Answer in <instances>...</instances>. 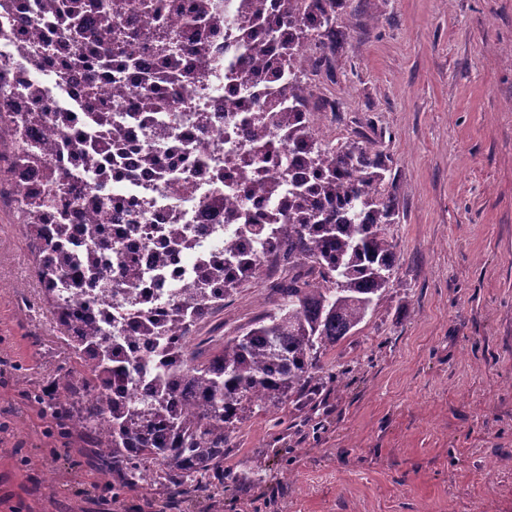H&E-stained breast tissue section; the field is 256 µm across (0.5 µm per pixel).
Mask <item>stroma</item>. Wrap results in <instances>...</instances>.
Returning a JSON list of instances; mask_svg holds the SVG:
<instances>
[{"mask_svg": "<svg viewBox=\"0 0 512 512\" xmlns=\"http://www.w3.org/2000/svg\"><path fill=\"white\" fill-rule=\"evenodd\" d=\"M336 141L384 150L398 265L280 424L243 420L224 479L123 490L33 402L75 366L0 179V512H512V0H345ZM254 276L211 322L278 298ZM262 483H255V476Z\"/></svg>", "mask_w": 512, "mask_h": 512, "instance_id": "stroma-1", "label": "stroma"}]
</instances>
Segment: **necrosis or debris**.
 I'll list each match as a JSON object with an SVG mask.
<instances>
[{"label": "necrosis or debris", "mask_w": 512, "mask_h": 512, "mask_svg": "<svg viewBox=\"0 0 512 512\" xmlns=\"http://www.w3.org/2000/svg\"><path fill=\"white\" fill-rule=\"evenodd\" d=\"M33 27L30 0H0V78L9 87L8 93L0 95V109L12 115H45L42 123L18 129L19 139L33 147V158L0 163L13 201L21 207L42 200L53 181L70 177L68 169L47 153L46 145L60 143L71 129L88 130L87 106L76 99L87 81H96L98 98L107 104L117 100L115 90H124L120 100L130 108L134 99L129 90L138 78L134 71L113 80L91 78L84 70L59 71L57 60L72 50L68 41L60 39L53 43L50 57L42 61L49 83L39 86V94H30L35 79L21 65L20 56L22 51L33 54L38 49L28 41ZM198 37L205 43L206 53L200 57L184 51V67L195 79L173 87L172 109L148 131L135 124L128 134L116 139L109 129H99V136L110 142L116 170L100 167L89 177H72L73 205L65 237H58L52 222L45 231L47 239L60 240L66 255L85 252L89 247L85 225L94 214L90 186L100 185V197L106 202L104 236L112 251V265L94 303L80 310L79 316L103 326L109 316L125 312L118 328L125 343L124 355L133 363L156 356L152 338L143 333L142 315L165 326L173 324L177 308L191 289L202 287L204 273L223 267L225 243L252 251L250 237L225 223V206L239 207L258 225L266 224L273 208L271 199L254 194L237 161L250 147L238 108L241 95L226 75L229 67L238 68L245 62L237 27L232 22L215 28L204 25ZM148 152L156 155V164H143ZM176 225L183 228L184 236L173 241L168 233ZM130 257L140 272L132 292L127 289L123 267Z\"/></svg>", "instance_id": "1"}]
</instances>
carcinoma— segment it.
Listing matches in <instances>:
<instances>
[{
  "label": "carcinoma",
  "mask_w": 512,
  "mask_h": 512,
  "mask_svg": "<svg viewBox=\"0 0 512 512\" xmlns=\"http://www.w3.org/2000/svg\"><path fill=\"white\" fill-rule=\"evenodd\" d=\"M38 28L50 37L65 38V22L81 20L84 41L76 44L74 60L62 59L60 69L74 64L95 72L100 68L144 73L134 86L139 111L171 108L165 87L188 82L181 71L180 48L171 31H153L152 53L133 61L124 50L130 33L118 19L127 0H38ZM343 0H239L236 16L240 49L250 64L229 74L237 89L249 91L262 83L273 99V113L259 116L261 125L249 132L252 151L244 166L261 167L274 143L301 147V162L288 161L282 181L258 178L253 189L276 198L268 218L270 231L241 224L242 213L224 207L227 224L242 225L257 239V252L247 255L232 243L224 245V268L211 276L224 277V293L253 277L259 251L273 236L286 249L288 278L280 282L275 310L255 317L247 327L225 337L201 340L198 330L182 325L168 336L158 324H143V332L160 344L164 360L148 366L130 364L119 355L121 337L97 326L76 338L70 301L55 288L56 271L44 268L38 278L42 295L56 322L64 327L76 368L55 378L48 392L34 400L68 434L82 438L90 457L108 474L122 475L126 489L166 482L179 499L185 488L202 485L224 467V449L248 415L268 413L288 401L308 397L306 389L320 359L353 335L373 304L389 289L396 264L395 244L387 227L396 223V197L380 187L392 170L387 153L356 142L333 145L310 120L318 104L312 101L307 73L329 65L343 47L345 33L336 27ZM202 21L220 18L209 0H195L179 30L181 48L204 55L196 38ZM97 147L85 136L67 137L60 147L61 162L91 168ZM56 183L42 205L56 209L58 225L66 222L59 201L66 196ZM18 222L33 254L44 238L39 217L20 210ZM83 265L67 261L85 283L83 295L95 298L104 280L103 256L89 251ZM192 324L210 317L222 297L209 288L190 293ZM150 381L151 395L143 400L112 398L111 391L133 382ZM139 444L128 447L130 441Z\"/></svg>",
  "instance_id": "cac0c4a2"
}]
</instances>
